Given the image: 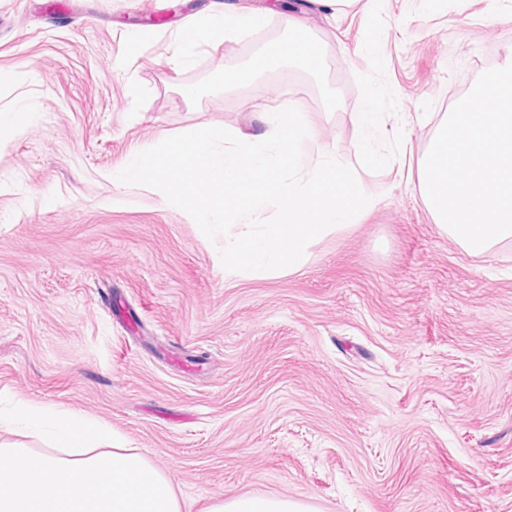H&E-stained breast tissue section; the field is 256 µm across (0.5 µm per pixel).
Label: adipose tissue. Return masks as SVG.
<instances>
[{
    "label": "adipose tissue",
    "instance_id": "1",
    "mask_svg": "<svg viewBox=\"0 0 512 512\" xmlns=\"http://www.w3.org/2000/svg\"><path fill=\"white\" fill-rule=\"evenodd\" d=\"M265 23L257 10L213 0L178 32L175 55L190 64L201 49L235 39ZM293 37L275 43L252 71L225 74L226 83L247 86L253 71L302 59L316 65V51L303 36L304 23L288 18ZM16 420L32 436L49 439L47 452L0 445V512H185L172 479L133 448L120 447L108 427L78 414L29 403ZM208 512H317L287 497H215Z\"/></svg>",
    "mask_w": 512,
    "mask_h": 512
}]
</instances>
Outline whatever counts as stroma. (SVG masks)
<instances>
[{
    "mask_svg": "<svg viewBox=\"0 0 512 512\" xmlns=\"http://www.w3.org/2000/svg\"><path fill=\"white\" fill-rule=\"evenodd\" d=\"M209 2L0 0L16 74L0 110L29 113L0 137V414L24 400L109 426L191 512L218 495L512 512V243L467 253L418 190L439 120L512 63V0H356L334 19L316 0H243L262 30L176 65L178 28ZM290 12L319 65L224 84L287 38ZM371 94L381 164L359 155ZM286 97L379 199L296 271L226 277L187 213L114 179L172 135L255 131Z\"/></svg>",
    "mask_w": 512,
    "mask_h": 512,
    "instance_id": "35a3bbf8",
    "label": "stroma"
}]
</instances>
